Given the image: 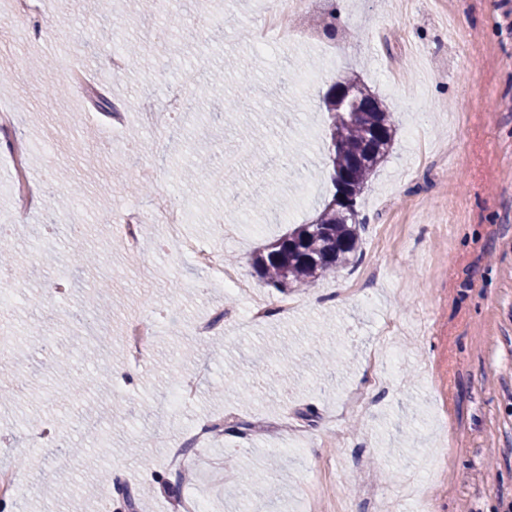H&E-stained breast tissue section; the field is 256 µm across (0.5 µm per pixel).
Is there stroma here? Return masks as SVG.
<instances>
[{
    "instance_id": "stroma-1",
    "label": "stroma",
    "mask_w": 512,
    "mask_h": 512,
    "mask_svg": "<svg viewBox=\"0 0 512 512\" xmlns=\"http://www.w3.org/2000/svg\"><path fill=\"white\" fill-rule=\"evenodd\" d=\"M335 38L261 53L211 0L210 25H190L195 0H179L181 25L164 28L153 0H55L0 22V225L12 226L14 286L0 302V467L18 472L12 512H115L119 486H151L149 512H179L208 495L209 512H416L408 490L432 475L436 512H512V0H322ZM138 41L149 62L116 75L112 51ZM301 64L314 80L274 85L270 71ZM221 86L168 129L113 108L155 99L167 87ZM358 77L392 112L396 134L359 203L360 260L310 287L280 294L255 273V250L310 222L334 193L324 148L326 91ZM250 94L232 123L217 120L240 86ZM107 98L110 109L97 107ZM29 145L25 166L13 147ZM308 158L302 173L288 157ZM214 168L185 182L201 155ZM45 187L39 208L15 216L17 172ZM264 190L265 206L240 214L224 199ZM166 195L184 209V231L234 266L288 316L250 322L247 296L211 285L205 271L161 249L154 225L128 256L112 233L117 208H150ZM84 226L49 225L55 204ZM239 227L226 237L221 223ZM66 294L49 297L59 280ZM111 290L87 328L83 308L99 281ZM157 318L149 360L126 362L123 336ZM223 316L219 335L196 326ZM92 336L112 343L89 351ZM303 363L280 387L263 376L266 343ZM337 360L335 374L325 356ZM206 373L194 403L171 409L178 381ZM246 398L215 395L225 382ZM47 422L65 448L32 445ZM222 440L192 449L217 460L192 479L167 470L174 444L204 422Z\"/></svg>"
}]
</instances>
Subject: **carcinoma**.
Wrapping results in <instances>:
<instances>
[{
    "instance_id": "carcinoma-1",
    "label": "carcinoma",
    "mask_w": 512,
    "mask_h": 512,
    "mask_svg": "<svg viewBox=\"0 0 512 512\" xmlns=\"http://www.w3.org/2000/svg\"><path fill=\"white\" fill-rule=\"evenodd\" d=\"M353 87L355 96L342 106L326 107L332 200L314 221L297 225L252 257L258 276L281 292L311 285L359 252L358 198L391 147L395 123L381 100L357 83Z\"/></svg>"
}]
</instances>
